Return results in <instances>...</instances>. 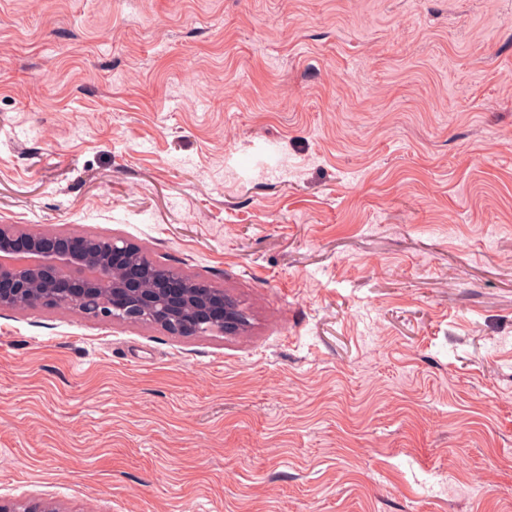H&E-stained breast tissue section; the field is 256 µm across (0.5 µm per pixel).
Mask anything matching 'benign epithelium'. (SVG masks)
<instances>
[{
	"label": "benign epithelium",
	"instance_id": "benign-epithelium-1",
	"mask_svg": "<svg viewBox=\"0 0 512 512\" xmlns=\"http://www.w3.org/2000/svg\"><path fill=\"white\" fill-rule=\"evenodd\" d=\"M44 295L57 306L104 322L158 327L183 336L203 327L224 335L241 329L224 289L143 258L118 237L61 233L34 237L0 225V311ZM0 512H60L49 500L0 502Z\"/></svg>",
	"mask_w": 512,
	"mask_h": 512
}]
</instances>
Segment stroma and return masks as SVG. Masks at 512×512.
Segmentation results:
<instances>
[{"instance_id": "obj_1", "label": "stroma", "mask_w": 512, "mask_h": 512, "mask_svg": "<svg viewBox=\"0 0 512 512\" xmlns=\"http://www.w3.org/2000/svg\"><path fill=\"white\" fill-rule=\"evenodd\" d=\"M0 224L250 317L0 314V500L512 512V0H0Z\"/></svg>"}]
</instances>
